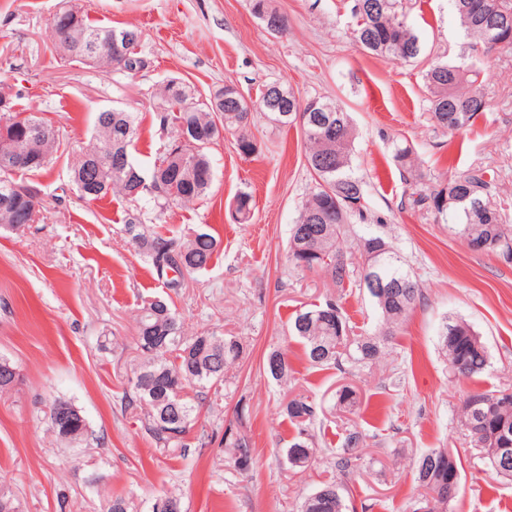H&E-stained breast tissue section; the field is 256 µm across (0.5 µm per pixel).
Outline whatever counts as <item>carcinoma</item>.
I'll use <instances>...</instances> for the list:
<instances>
[{
    "mask_svg": "<svg viewBox=\"0 0 512 512\" xmlns=\"http://www.w3.org/2000/svg\"><path fill=\"white\" fill-rule=\"evenodd\" d=\"M469 40V54L461 62L428 60L418 36L407 23L403 0H354L351 12L356 19L353 37L360 48L370 54L391 60L427 63L425 79L431 93L430 114L434 126L450 134L471 125L485 110L486 101L477 83L481 62L494 52L512 48V0H448ZM254 14L266 23L280 24L288 31V21L267 0H254ZM72 24L86 33L84 39H73L61 54L70 60L87 64L92 42H112V56H98L94 64L117 72H127L120 49L130 35L141 38L135 28L108 26L90 19L77 0H62L52 22V34ZM269 93L280 92L285 110L271 112L267 95L257 99L254 111L263 113L277 125L297 124V113L333 117L330 126H299L304 144L305 160L313 186L301 204L300 214L292 225L288 260L302 271L324 272L338 288L359 286L367 289L380 311V328L371 336H352L349 322L341 307L336 316L327 317L328 304L315 305L297 313L292 333L304 344L305 356L315 367L370 365L379 360L384 345L421 300L422 289L411 270L390 244L380 236L363 239L356 262L354 252L342 247L351 220L367 217V195L364 183L352 173L354 129L350 113L324 97L303 100L284 82L265 85ZM160 101V126L174 125L173 142L145 175L135 162L132 149L137 135L136 117L131 112L108 109L99 113L95 136L80 150L71 178L81 195L88 200H101L113 191L130 203L150 197L192 203L203 198L213 181V167L207 154L208 145L224 131L237 134L238 150L246 155L256 151V143L248 133L251 112L246 104L235 100V88L224 87V111L216 112L196 100L192 88L171 79L156 92ZM11 111L0 113V126L13 134L16 148L24 152L28 140L40 134L43 154L31 155L14 172L0 171V224L18 229L34 221L31 201L15 192L11 185L43 171L53 155L68 144L65 130L39 116V112L20 107V96H9ZM491 181L486 172L473 169L454 175L448 184L426 196L413 199L439 214L448 226L476 252L499 253L512 258V225L507 215L488 200ZM127 231L150 258L157 271H162L161 258L172 253L179 257L184 270L205 269L217 247L208 233L176 242L160 234L146 235L138 224L128 222ZM449 371L471 378L489 365V354L479 334L466 321L445 322L440 334ZM136 346L139 361L133 377L128 380L131 392L124 394V404L147 407V430L156 448L163 452L184 451L185 438L173 436L159 426V420L180 423L181 432L190 429L194 412L204 400L206 389L224 382V369L237 361L243 346L235 336H218L202 332L187 336L179 317L169 303L156 296L143 305L137 318ZM265 369L273 379L286 381L292 369L286 353L275 350L265 359ZM196 387V397L188 396L187 388ZM49 410L50 428L67 444L85 439L86 430L77 426L71 434L62 432L57 422V404ZM320 407L313 399L297 395L285 404L289 421L297 428V437L289 445L288 463L303 468L313 456V439L309 428L318 418ZM461 418L474 446L479 448L491 473L512 477V454H496L497 448H512V388L496 391H472L461 403ZM244 415L238 423L224 429V449L233 455L238 466L245 469L252 460L249 437L241 431ZM362 443L360 432L353 430L343 440V455L337 466L346 471L355 466L352 451ZM417 480L420 499L430 503L429 512H449V505L460 491L458 458L446 448L425 453L418 462ZM342 489L329 482L309 495L301 512H345ZM0 512H21L11 489L0 483Z\"/></svg>",
    "mask_w": 512,
    "mask_h": 512,
    "instance_id": "1",
    "label": "carcinoma"
}]
</instances>
